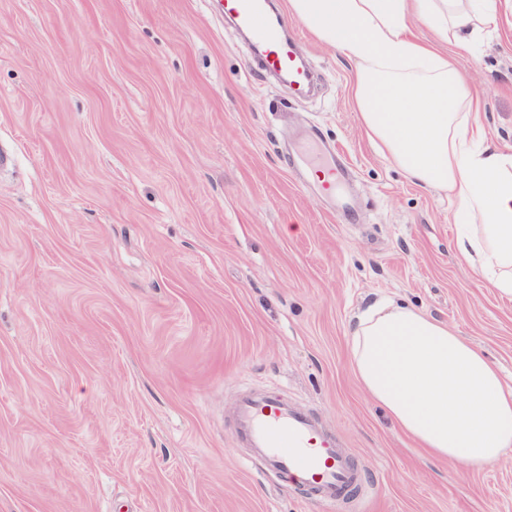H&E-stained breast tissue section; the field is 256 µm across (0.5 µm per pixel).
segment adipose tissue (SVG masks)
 Masks as SVG:
<instances>
[{
	"instance_id": "obj_1",
	"label": "adipose tissue",
	"mask_w": 512,
	"mask_h": 512,
	"mask_svg": "<svg viewBox=\"0 0 512 512\" xmlns=\"http://www.w3.org/2000/svg\"><path fill=\"white\" fill-rule=\"evenodd\" d=\"M501 0H288V13L356 65L368 137L411 180L457 205L458 254L512 299V147L488 139L447 43L473 51ZM427 36H419L418 27ZM354 375L439 460L480 471L512 449V386L482 349L411 306L382 302L350 336Z\"/></svg>"
}]
</instances>
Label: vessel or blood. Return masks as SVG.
<instances>
[{"mask_svg":"<svg viewBox=\"0 0 512 512\" xmlns=\"http://www.w3.org/2000/svg\"><path fill=\"white\" fill-rule=\"evenodd\" d=\"M224 13L248 35L264 70L297 91L310 87L311 71L297 58L285 21L270 0H224ZM234 424L266 472L287 477L295 488L332 505L353 500L356 512H365L367 497L355 492L361 484L358 466L312 413L279 395H246L236 403Z\"/></svg>","mask_w":512,"mask_h":512,"instance_id":"1","label":"vessel or blood"}]
</instances>
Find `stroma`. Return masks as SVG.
Masks as SVG:
<instances>
[{"label": "stroma", "mask_w": 512, "mask_h": 512, "mask_svg": "<svg viewBox=\"0 0 512 512\" xmlns=\"http://www.w3.org/2000/svg\"><path fill=\"white\" fill-rule=\"evenodd\" d=\"M286 25L312 97L253 65L221 0H0V512H353L249 461L243 390L332 430L369 512H512V462L428 457L348 343L391 298L512 377V301L457 258L451 198L368 139L353 63ZM459 63L512 145V11Z\"/></svg>", "instance_id": "1"}]
</instances>
